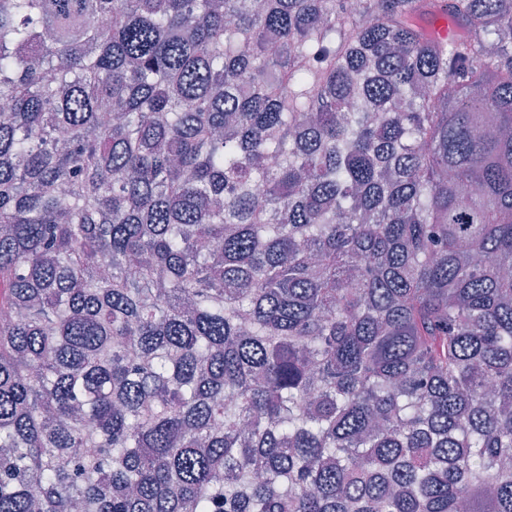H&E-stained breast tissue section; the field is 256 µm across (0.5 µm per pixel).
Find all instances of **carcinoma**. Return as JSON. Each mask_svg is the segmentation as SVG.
<instances>
[{
  "label": "carcinoma",
  "instance_id": "carcinoma-1",
  "mask_svg": "<svg viewBox=\"0 0 512 512\" xmlns=\"http://www.w3.org/2000/svg\"><path fill=\"white\" fill-rule=\"evenodd\" d=\"M357 2L0 0V512H512V0Z\"/></svg>",
  "mask_w": 512,
  "mask_h": 512
}]
</instances>
